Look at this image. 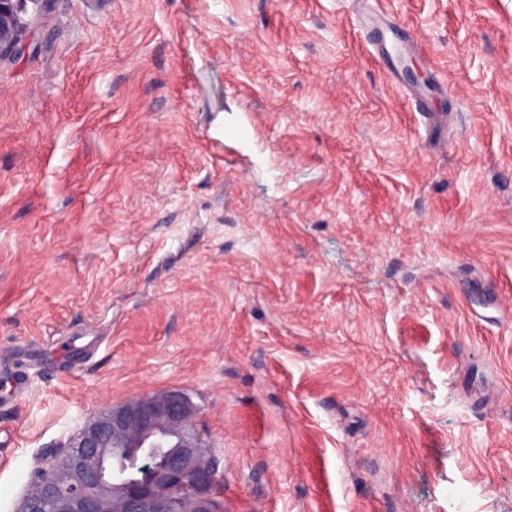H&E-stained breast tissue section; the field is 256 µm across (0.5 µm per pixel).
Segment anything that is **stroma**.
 <instances>
[{"mask_svg":"<svg viewBox=\"0 0 512 512\" xmlns=\"http://www.w3.org/2000/svg\"><path fill=\"white\" fill-rule=\"evenodd\" d=\"M27 17L0 62V363L29 377L0 512L86 418L170 389L224 512H512V0ZM82 332L92 360H45Z\"/></svg>","mask_w":512,"mask_h":512,"instance_id":"obj_1","label":"stroma"}]
</instances>
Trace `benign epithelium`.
I'll return each instance as SVG.
<instances>
[{
    "label": "benign epithelium",
    "instance_id": "1",
    "mask_svg": "<svg viewBox=\"0 0 512 512\" xmlns=\"http://www.w3.org/2000/svg\"><path fill=\"white\" fill-rule=\"evenodd\" d=\"M0 0V62L29 48L27 3ZM198 408L181 391L143 394L102 408L63 444V463L45 456L17 512H218L212 448L196 424ZM164 438L168 450L144 484L118 477V450H142Z\"/></svg>",
    "mask_w": 512,
    "mask_h": 512
}]
</instances>
